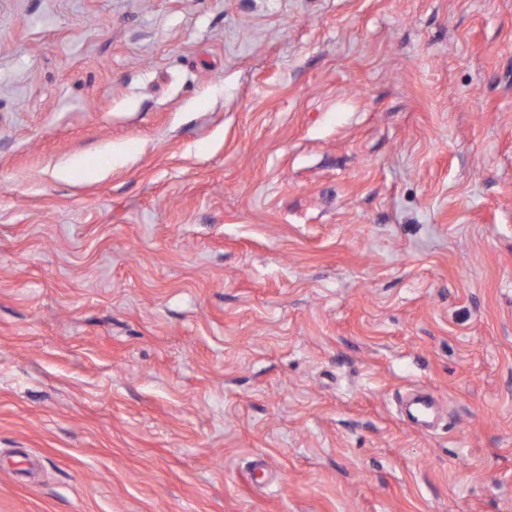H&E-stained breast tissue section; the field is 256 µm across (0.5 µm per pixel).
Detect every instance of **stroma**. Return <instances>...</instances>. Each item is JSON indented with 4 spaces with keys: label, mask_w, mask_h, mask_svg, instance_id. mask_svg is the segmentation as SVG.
Instances as JSON below:
<instances>
[{
    "label": "stroma",
    "mask_w": 512,
    "mask_h": 512,
    "mask_svg": "<svg viewBox=\"0 0 512 512\" xmlns=\"http://www.w3.org/2000/svg\"><path fill=\"white\" fill-rule=\"evenodd\" d=\"M0 512H512V0H0Z\"/></svg>",
    "instance_id": "35a3bbf8"
}]
</instances>
